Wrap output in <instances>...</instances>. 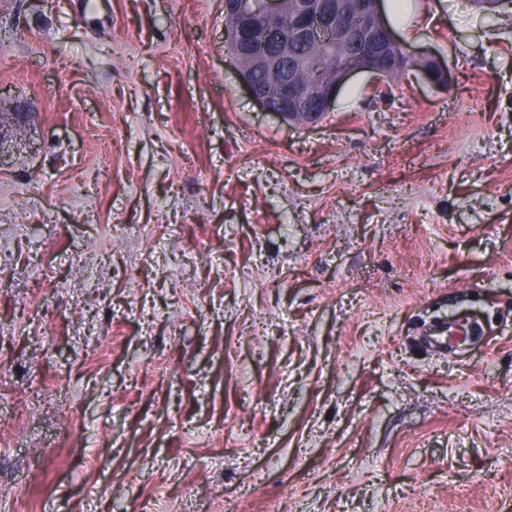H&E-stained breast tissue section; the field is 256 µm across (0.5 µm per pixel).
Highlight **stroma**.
<instances>
[{"mask_svg":"<svg viewBox=\"0 0 512 512\" xmlns=\"http://www.w3.org/2000/svg\"><path fill=\"white\" fill-rule=\"evenodd\" d=\"M380 4L448 86L303 127L224 0H0V512H512V13Z\"/></svg>","mask_w":512,"mask_h":512,"instance_id":"35a3bbf8","label":"stroma"}]
</instances>
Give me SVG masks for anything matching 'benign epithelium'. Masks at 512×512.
<instances>
[{
  "instance_id": "benign-epithelium-1",
  "label": "benign epithelium",
  "mask_w": 512,
  "mask_h": 512,
  "mask_svg": "<svg viewBox=\"0 0 512 512\" xmlns=\"http://www.w3.org/2000/svg\"><path fill=\"white\" fill-rule=\"evenodd\" d=\"M379 3L380 0H364L354 16L341 0H224L225 16L230 19L224 25L226 52L236 70L247 73L257 70L262 75L260 83L244 75L241 82L263 110L288 123L313 124L332 109L338 91L354 72L381 78L380 70L357 58H337L336 40L330 35L349 23L358 40L365 42L370 31L380 28L385 33L386 44L377 51L385 53L388 48L398 46L399 42L383 21ZM290 17L295 27L294 37L301 42L323 44V56L312 60L293 55V41L281 35ZM244 20L258 21L268 35V42L243 48L241 22ZM407 57L414 67L449 75L447 66L436 57L417 58L410 53ZM317 66L330 69L331 81L321 88H301L299 75Z\"/></svg>"
}]
</instances>
